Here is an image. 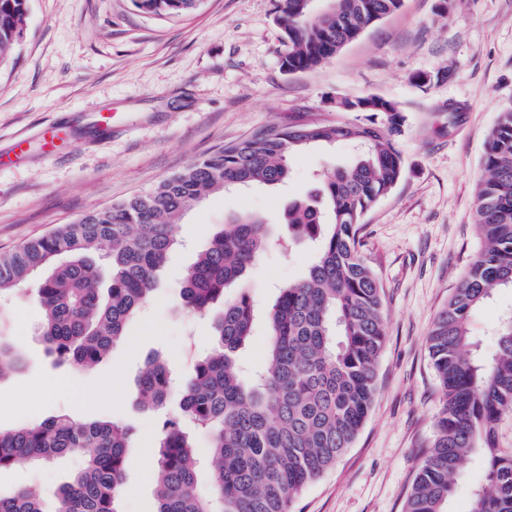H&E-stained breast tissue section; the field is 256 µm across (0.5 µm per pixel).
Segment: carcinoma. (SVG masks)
<instances>
[{"label":"carcinoma","mask_w":512,"mask_h":512,"mask_svg":"<svg viewBox=\"0 0 512 512\" xmlns=\"http://www.w3.org/2000/svg\"><path fill=\"white\" fill-rule=\"evenodd\" d=\"M29 0H0V63L23 36ZM143 14L179 16L200 0H133ZM328 13L311 0H275L285 34V72L314 69L336 57L403 0H335ZM354 120L293 122L286 116L229 142L162 181L154 190L91 211L70 224L0 252V295L37 274L43 340L61 362L92 368L124 340L132 316L149 300L187 209L216 191L288 181L289 161L316 145L346 142L352 161L323 173L306 199L288 203L284 230L241 214L222 224L183 275L187 310L211 316L215 345L197 362L168 410L174 381L166 361L146 359L136 384L140 406L159 418L155 512H290L293 498L351 447L370 412L385 341L382 289L359 252L366 214L403 176L405 117L397 103L369 106L358 97ZM477 185L481 249L427 336L442 390L430 448L417 469L405 512H447L454 479L471 457L484 476L468 512H512V454L496 427L512 413V312L484 355L470 335L471 314L498 288H512V107L492 128ZM316 244L306 274L278 289L265 311L266 369L248 375L239 352L257 318L252 296L226 289L259 257L291 239ZM23 358L0 340V379ZM210 433L217 462L210 492L197 489V447L184 430ZM132 429L112 419L61 414L38 425L0 429V470L70 455L81 461L52 510L29 487L0 495V512H120L118 501Z\"/></svg>","instance_id":"cac0c4a2"}]
</instances>
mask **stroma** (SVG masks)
<instances>
[{"mask_svg": "<svg viewBox=\"0 0 512 512\" xmlns=\"http://www.w3.org/2000/svg\"><path fill=\"white\" fill-rule=\"evenodd\" d=\"M274 5L203 0L190 14L151 17L132 0H29L23 37L0 64V252L149 192L190 161L284 116L327 118L329 98L396 102L405 117L404 176L359 232L385 303L375 399L352 447L296 496L291 512H403L441 402L427 336L480 248L485 144L500 111L512 106V0H403L327 64L290 74L279 64L284 37ZM423 73L429 82L416 85ZM106 111L113 119L103 133L97 123ZM49 125L62 131L52 158L40 138ZM18 139L28 150L14 161ZM350 156L345 143L301 153L280 189L218 192L191 205L156 290L108 363L56 364L33 294L0 299V337L25 359L0 379V428L64 413L133 425L120 512H155L157 419L137 406V375L158 353L183 381L213 346L207 319L183 306L186 268L229 216L246 211L278 223L285 204L309 192L315 171ZM313 258L305 242L268 251L244 286L266 307ZM510 310L512 288H502L474 313L470 329L482 351L494 350L490 329ZM50 381L60 384L51 394ZM79 461L1 471L0 492L26 483L55 502Z\"/></svg>", "mask_w": 512, "mask_h": 512, "instance_id": "1", "label": "stroma"}]
</instances>
